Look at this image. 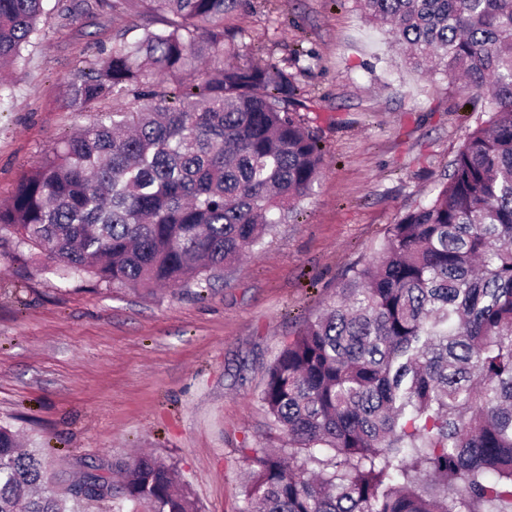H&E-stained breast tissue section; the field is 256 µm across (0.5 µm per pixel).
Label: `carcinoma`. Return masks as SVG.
<instances>
[{
  "mask_svg": "<svg viewBox=\"0 0 512 512\" xmlns=\"http://www.w3.org/2000/svg\"><path fill=\"white\" fill-rule=\"evenodd\" d=\"M0 0V72L44 15H161L68 85L95 114L0 204V238L49 251L62 278L190 287L262 244L322 175L288 65L224 61L240 0ZM459 75L475 114L428 200L353 263L266 372L281 448H255L240 512H512V0H355ZM97 466L57 490L40 449L0 422V512H200L167 458Z\"/></svg>",
  "mask_w": 512,
  "mask_h": 512,
  "instance_id": "carcinoma-1",
  "label": "carcinoma"
}]
</instances>
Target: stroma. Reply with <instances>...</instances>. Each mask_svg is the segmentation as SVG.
<instances>
[{"mask_svg":"<svg viewBox=\"0 0 512 512\" xmlns=\"http://www.w3.org/2000/svg\"><path fill=\"white\" fill-rule=\"evenodd\" d=\"M240 62L293 51L324 170L296 217L201 288L108 290L61 278L47 252L0 240V421L42 448L57 488L85 464L170 457L203 512H239L254 448H277L259 402L266 371L346 268L431 198L471 123L442 72L414 69L353 0H242L225 20ZM158 19L50 16L0 100V201L93 115L66 86L115 38Z\"/></svg>","mask_w":512,"mask_h":512,"instance_id":"obj_1","label":"stroma"}]
</instances>
